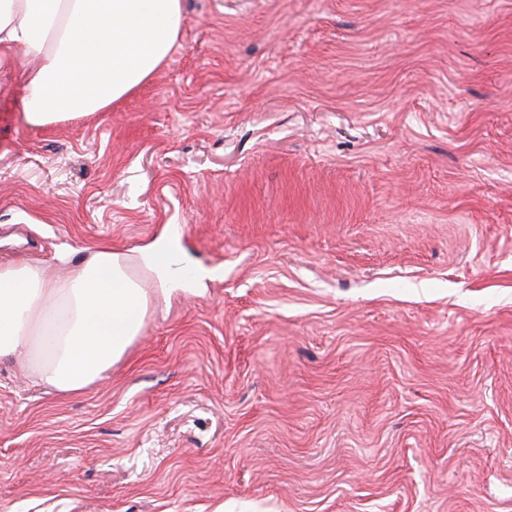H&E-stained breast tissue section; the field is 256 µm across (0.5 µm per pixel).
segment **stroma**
Listing matches in <instances>:
<instances>
[{"label": "stroma", "mask_w": 512, "mask_h": 512, "mask_svg": "<svg viewBox=\"0 0 512 512\" xmlns=\"http://www.w3.org/2000/svg\"><path fill=\"white\" fill-rule=\"evenodd\" d=\"M167 63L25 123L0 262L161 237L80 393L0 360V512H512V0H182Z\"/></svg>", "instance_id": "1"}]
</instances>
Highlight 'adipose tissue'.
Returning <instances> with one entry per match:
<instances>
[{
    "instance_id": "obj_1",
    "label": "adipose tissue",
    "mask_w": 512,
    "mask_h": 512,
    "mask_svg": "<svg viewBox=\"0 0 512 512\" xmlns=\"http://www.w3.org/2000/svg\"><path fill=\"white\" fill-rule=\"evenodd\" d=\"M182 0H0V63L38 57L23 70V117L44 126L107 110L168 59ZM126 252L99 244L63 283L35 259L0 263V358L61 393L111 372L140 335L156 297Z\"/></svg>"
}]
</instances>
